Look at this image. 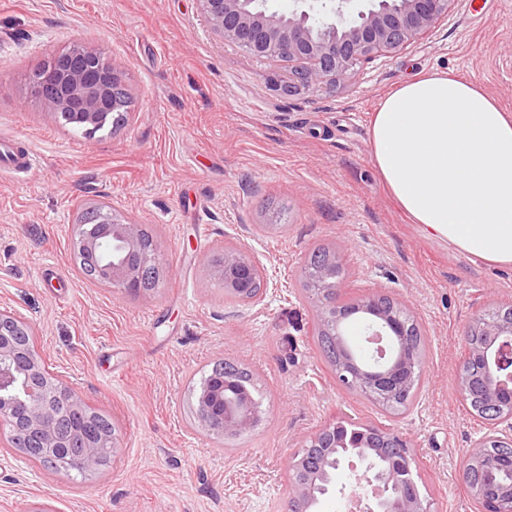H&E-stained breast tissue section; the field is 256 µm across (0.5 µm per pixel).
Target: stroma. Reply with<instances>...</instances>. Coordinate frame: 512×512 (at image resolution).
<instances>
[{"label":"stroma","mask_w":512,"mask_h":512,"mask_svg":"<svg viewBox=\"0 0 512 512\" xmlns=\"http://www.w3.org/2000/svg\"><path fill=\"white\" fill-rule=\"evenodd\" d=\"M79 40L125 73L132 106L115 133L73 135L33 91L35 71ZM420 69L478 82L512 113V0H453L352 80L295 90L290 64L215 37L199 0H0V139L34 157L0 167V310L35 326L49 371L122 444L71 479L0 440V512H287L288 460L335 415L403 432L437 512H477L463 463L486 424L457 373L475 312L512 300V269L409 223L378 178L371 116ZM100 202L152 234L166 273L149 295L78 273L75 217ZM231 245L275 280L257 303L228 301L210 274ZM318 248L336 250L349 288L410 307L426 358L404 414L337 385L301 274ZM222 360L250 371L265 409L224 441L199 425L192 390Z\"/></svg>","instance_id":"1"}]
</instances>
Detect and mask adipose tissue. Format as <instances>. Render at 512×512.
Returning a JSON list of instances; mask_svg holds the SVG:
<instances>
[{
	"label": "adipose tissue",
	"mask_w": 512,
	"mask_h": 512,
	"mask_svg": "<svg viewBox=\"0 0 512 512\" xmlns=\"http://www.w3.org/2000/svg\"><path fill=\"white\" fill-rule=\"evenodd\" d=\"M372 157L410 221L452 250L512 268V114L449 72L417 74L370 122Z\"/></svg>",
	"instance_id": "1"
}]
</instances>
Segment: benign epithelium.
I'll return each mask as SVG.
<instances>
[{
	"label": "benign epithelium",
	"instance_id": "benign-epithelium-1",
	"mask_svg": "<svg viewBox=\"0 0 512 512\" xmlns=\"http://www.w3.org/2000/svg\"><path fill=\"white\" fill-rule=\"evenodd\" d=\"M209 30L225 43L235 45L265 62L297 63L295 84L347 82L361 61L392 54L434 28L448 16L453 0H370L363 8L354 0L335 5H315L298 0L288 12L271 11L266 0H200ZM56 76L40 69L35 81L40 96L54 114L93 127L102 118L109 94L125 87L124 72L97 49L77 43L55 56ZM99 224L83 223L79 215L74 235V254L96 261L100 282L124 293L141 296L150 292L146 281L165 273L154 241L143 239L141 225L125 219L108 205L87 208ZM321 262H304L303 276L315 303L320 334L336 337L345 320L375 321L365 347L383 362L387 336H403L411 315L401 302L383 291L348 296L337 272L336 251H320ZM214 278L224 293L254 303L266 292L269 277L241 246H226L211 263ZM469 335L479 341L468 345L466 361L479 366L478 373L459 372V394L466 402H478L490 428L474 445L464 470L477 469L481 479L468 484L479 512H512V482L500 481L501 455L490 451L498 444L512 446V398H502L512 387V302H494L477 311ZM35 327L0 311V430L21 438L20 453L28 458L50 452L70 467L96 471L104 458L120 450L117 434L102 435L91 423L63 432L64 418L80 416L89 406L65 387L59 376L43 367L40 349L33 341ZM334 365L336 382L344 390L369 398L385 408L396 405L397 394L410 389L421 367L414 353L398 356L386 368L360 367L344 342H338ZM264 410L253 390L226 376L196 392V416L202 428L222 438L237 437L259 425ZM348 439L347 420L333 418L321 425L291 458L288 465L290 512H316L320 499L336 482V470L348 466L355 473L349 495L355 512H436L434 502L418 483L414 449L392 428L357 427ZM364 465L357 473V464Z\"/></svg>",
	"mask_w": 512,
	"mask_h": 512
}]
</instances>
